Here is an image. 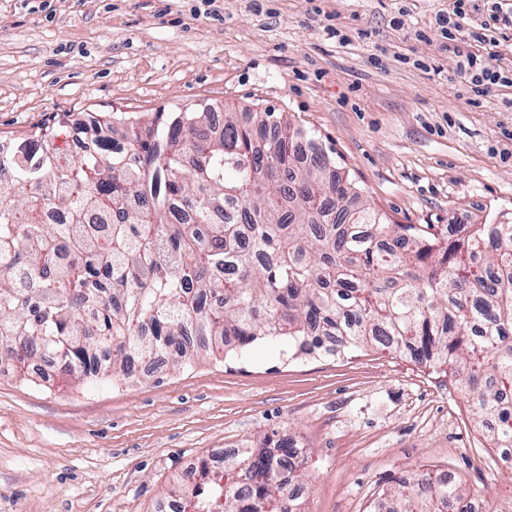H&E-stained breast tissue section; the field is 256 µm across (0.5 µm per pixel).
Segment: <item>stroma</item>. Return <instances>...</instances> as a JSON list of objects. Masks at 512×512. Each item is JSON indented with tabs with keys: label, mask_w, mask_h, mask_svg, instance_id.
Here are the masks:
<instances>
[{
	"label": "stroma",
	"mask_w": 512,
	"mask_h": 512,
	"mask_svg": "<svg viewBox=\"0 0 512 512\" xmlns=\"http://www.w3.org/2000/svg\"><path fill=\"white\" fill-rule=\"evenodd\" d=\"M452 0H0V141L70 113L272 110L399 224L512 223V88L474 91L441 36ZM337 29L339 37L329 36ZM306 451L305 512H382L391 475L457 477L512 512L467 395L393 353L196 356L127 382L0 378V512H159L196 458L260 435Z\"/></svg>",
	"instance_id": "obj_1"
}]
</instances>
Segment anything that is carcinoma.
Returning <instances> with one entry per match:
<instances>
[{"mask_svg":"<svg viewBox=\"0 0 512 512\" xmlns=\"http://www.w3.org/2000/svg\"><path fill=\"white\" fill-rule=\"evenodd\" d=\"M215 108L148 118L87 112L0 144V361L52 360L75 380L117 382L133 358L194 346L225 356L257 341L306 354L392 349L443 368L497 448H512V224H391L350 207L349 175L272 112ZM84 135L76 157L55 140ZM70 223L49 224V209ZM29 273L24 287L6 269ZM219 475L185 471L182 512H301L307 484L292 441L248 442ZM399 512H469L460 484L413 471Z\"/></svg>","mask_w":512,"mask_h":512,"instance_id":"obj_1","label":"carcinoma"}]
</instances>
